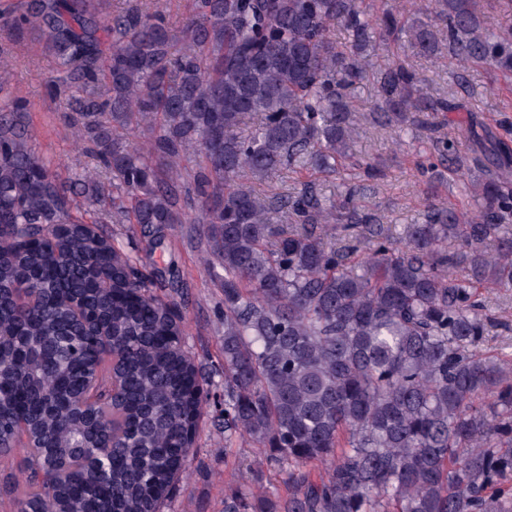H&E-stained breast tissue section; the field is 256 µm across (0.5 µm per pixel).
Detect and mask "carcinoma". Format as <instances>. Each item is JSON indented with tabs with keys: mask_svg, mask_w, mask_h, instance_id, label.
<instances>
[{
	"mask_svg": "<svg viewBox=\"0 0 512 512\" xmlns=\"http://www.w3.org/2000/svg\"><path fill=\"white\" fill-rule=\"evenodd\" d=\"M107 2L0 10V24L43 41L68 89L61 117L109 175L60 182L33 148L27 104L0 106V237L61 225L58 253L0 260V465L26 454L17 512H159L184 469L204 400L188 388L194 361L173 343L183 326L151 291L154 271L99 225L123 219L152 236L183 223L190 153L199 162L186 195L224 268V443L248 437L270 449L267 464L288 466L271 512H512L500 482L512 469V357L478 356L487 317L476 289L512 286V144L489 130L469 139L485 173L464 183L472 212L430 203L400 248L366 228L365 275L340 271L345 254L329 242L358 239L350 208L308 184L261 196L243 183L338 169L375 40L400 32L431 58L446 33L463 91L472 63L512 72V29L494 27L477 0H409L430 16L401 29L407 5L374 15L365 0H195L179 47L159 12L111 15ZM421 82L413 61L389 66L374 120L411 125L454 108L418 96ZM142 127L148 138L130 141ZM436 149L455 171L468 167L455 142ZM79 194L93 216L72 213ZM458 266L467 276L451 275ZM76 302L92 325L74 319ZM99 326L105 342L86 340ZM80 399L87 413L69 414ZM20 413L34 448L12 427ZM329 458L331 472L312 478L307 466ZM255 497L236 490L224 512H250Z\"/></svg>",
	"mask_w": 512,
	"mask_h": 512,
	"instance_id": "cac0c4a2",
	"label": "carcinoma"
}]
</instances>
